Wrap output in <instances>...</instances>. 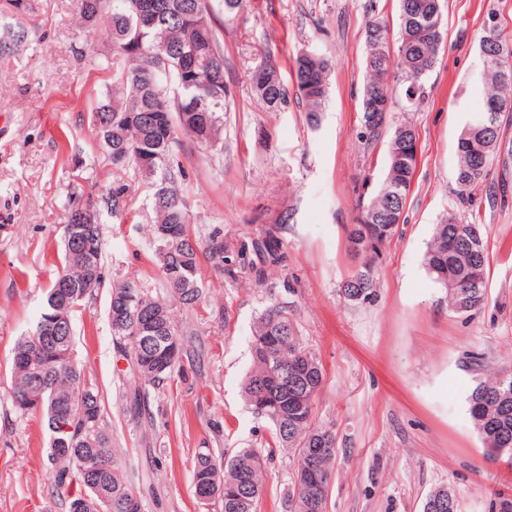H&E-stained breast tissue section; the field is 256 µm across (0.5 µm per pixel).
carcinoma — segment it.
I'll use <instances>...</instances> for the list:
<instances>
[{
    "label": "carcinoma",
    "instance_id": "obj_1",
    "mask_svg": "<svg viewBox=\"0 0 512 512\" xmlns=\"http://www.w3.org/2000/svg\"><path fill=\"white\" fill-rule=\"evenodd\" d=\"M244 0H77L84 39L75 49L79 61L108 73L104 98L91 112L100 148L121 171L133 170L148 180L151 192L155 257L170 296L185 306L200 300V257L205 246L193 237L190 216L180 184L186 176L175 160L180 134L194 126L224 129L229 92L224 81V47L217 28L216 9L233 13ZM25 0H3L0 15L18 17L0 37V52L15 55L28 42L23 19ZM443 0H398L397 41L389 40V26L374 23L366 29V79L361 98V134L375 143L385 134L392 112L390 83L400 86L405 100L424 97L425 80L436 67L445 40ZM104 15L108 23L94 20ZM108 32L110 51L98 56L93 37ZM481 69L475 83L482 106L473 112L457 143V195L469 200L477 183L488 174L499 150L502 121L512 118V47L496 29L479 40ZM292 83L285 82L271 58L261 54L250 81L270 112L288 109L291 100L305 103L307 121L320 123L328 94L329 62L311 51L298 55ZM416 130L409 123L391 128L386 140L387 174L381 187L362 206L348 239L366 233L361 268L341 286L344 299L367 301L375 288L374 267L396 231L414 173L415 157L407 153ZM85 208L93 213L87 227L90 250L77 240L64 245V278L68 293L56 279L29 329L12 355L10 394L25 395L13 405L21 411H42L51 432L54 487L64 489L78 480L83 487L69 505L87 503L85 512H139L138 492L117 458L112 470L97 467L102 455L112 454V440L104 427L98 391L88 383L73 359V328L58 339H44L43 325L53 315L72 316L104 287L103 235L99 215L129 208V187L122 179L110 185H91ZM488 240L477 218L467 223L449 214L435 225L427 247L430 274L448 293V308L469 317L487 304ZM127 307L126 318H112L113 343L130 359L135 382L158 388L182 359V344L170 306L138 285L112 283L108 311ZM150 323V338L137 335L138 325ZM324 368L304 347L288 306L274 303L256 319L253 364L243 383V396L253 413L272 424L268 447L293 454L294 473L288 491L289 512H325L336 454V434L316 423L317 401ZM465 401L487 458L512 461V370L494 371L479 378ZM72 430L58 432L60 415ZM263 454L243 448L230 458L210 448L196 453L193 466L195 495L219 507V512H258L265 492ZM423 512H458L455 496L445 487L432 490Z\"/></svg>",
    "mask_w": 512,
    "mask_h": 512
}]
</instances>
